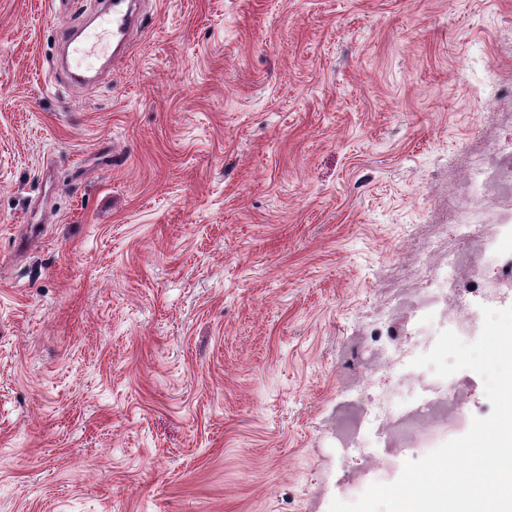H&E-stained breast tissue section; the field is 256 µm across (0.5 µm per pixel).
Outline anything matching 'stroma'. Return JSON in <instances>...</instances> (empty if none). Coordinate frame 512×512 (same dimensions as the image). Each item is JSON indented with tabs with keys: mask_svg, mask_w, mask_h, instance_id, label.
I'll list each match as a JSON object with an SVG mask.
<instances>
[{
	"mask_svg": "<svg viewBox=\"0 0 512 512\" xmlns=\"http://www.w3.org/2000/svg\"><path fill=\"white\" fill-rule=\"evenodd\" d=\"M101 7L0 0V512H329L345 354L512 147V0H141L68 85ZM63 47L71 52L75 61V68L69 72V76L75 83H87V79L92 78L79 65L82 64L81 59L91 52L93 47L92 36L89 34L83 35L82 31L76 32L75 30L67 29L61 39Z\"/></svg>",
	"mask_w": 512,
	"mask_h": 512,
	"instance_id": "1",
	"label": "stroma"
}]
</instances>
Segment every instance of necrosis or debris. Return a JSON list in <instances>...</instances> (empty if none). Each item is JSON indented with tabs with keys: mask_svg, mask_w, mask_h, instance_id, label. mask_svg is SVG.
Masks as SVG:
<instances>
[{
	"mask_svg": "<svg viewBox=\"0 0 512 512\" xmlns=\"http://www.w3.org/2000/svg\"><path fill=\"white\" fill-rule=\"evenodd\" d=\"M487 200H512V148H492L474 155L470 172L457 180L448 195V216L455 229L464 230V245L458 252L438 253L436 246L425 245L420 258L408 270L401 288L396 289L385 310V320L396 332H403L411 316L440 307H452L453 324L459 335H467L473 322L460 302L461 282L468 278L476 261L485 259L487 243L477 221L479 206ZM425 391L426 399L417 405L376 411L377 397L370 387H362L336 415L338 443L356 449L354 465L346 472V482L358 489L373 469L362 448L360 426L369 412L377 418L390 439L391 451L381 461L382 467L400 463L399 451L418 441L428 440L440 428H452L467 421L468 388L452 381L439 384L418 373L394 379L398 395Z\"/></svg>",
	"mask_w": 512,
	"mask_h": 512,
	"instance_id": "4bbe7bcc",
	"label": "necrosis or debris"
}]
</instances>
